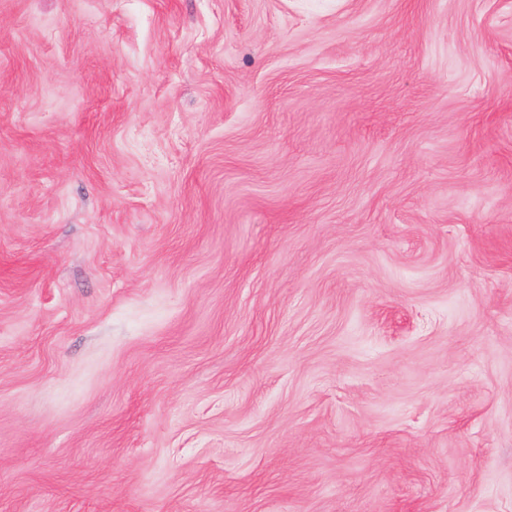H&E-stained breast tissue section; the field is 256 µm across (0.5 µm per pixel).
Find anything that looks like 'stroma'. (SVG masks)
<instances>
[{"mask_svg":"<svg viewBox=\"0 0 512 512\" xmlns=\"http://www.w3.org/2000/svg\"><path fill=\"white\" fill-rule=\"evenodd\" d=\"M0 512H512V0H0Z\"/></svg>","mask_w":512,"mask_h":512,"instance_id":"35a3bbf8","label":"stroma"}]
</instances>
